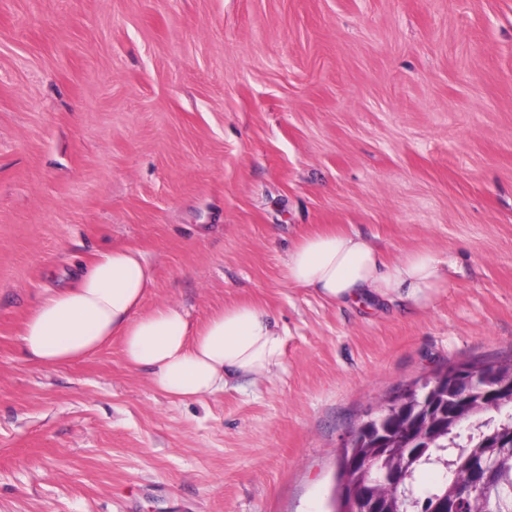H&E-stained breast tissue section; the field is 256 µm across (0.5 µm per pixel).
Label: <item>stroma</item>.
I'll return each instance as SVG.
<instances>
[{"instance_id":"stroma-1","label":"stroma","mask_w":512,"mask_h":512,"mask_svg":"<svg viewBox=\"0 0 512 512\" xmlns=\"http://www.w3.org/2000/svg\"><path fill=\"white\" fill-rule=\"evenodd\" d=\"M337 226L429 249L423 309L282 279ZM115 246L145 308L239 301L282 370L173 403L120 344L55 368L18 330ZM512 360V0H0V512H328L381 402Z\"/></svg>"}]
</instances>
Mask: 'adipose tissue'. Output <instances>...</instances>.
<instances>
[{
  "instance_id": "1",
  "label": "adipose tissue",
  "mask_w": 512,
  "mask_h": 512,
  "mask_svg": "<svg viewBox=\"0 0 512 512\" xmlns=\"http://www.w3.org/2000/svg\"><path fill=\"white\" fill-rule=\"evenodd\" d=\"M282 276L330 303L396 300L415 308L448 285L434 252L391 262L358 233L333 228L305 235L289 249ZM155 286L154 270L138 248L97 254L74 284L48 289L26 313L20 333L25 359L54 368L117 340L125 364L148 370L152 385L179 402L200 401L232 381L283 368L287 332L266 309L233 304L194 326L175 302L144 310Z\"/></svg>"
}]
</instances>
